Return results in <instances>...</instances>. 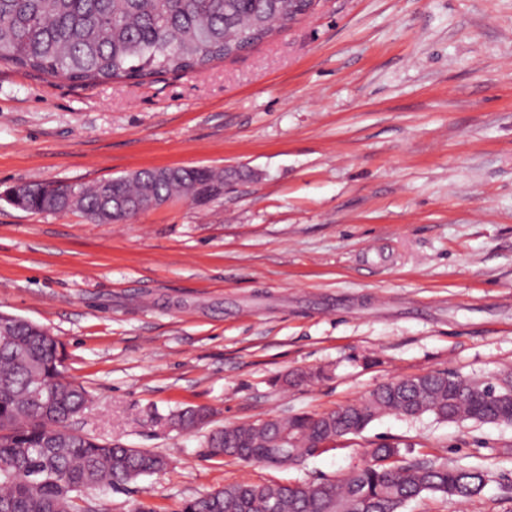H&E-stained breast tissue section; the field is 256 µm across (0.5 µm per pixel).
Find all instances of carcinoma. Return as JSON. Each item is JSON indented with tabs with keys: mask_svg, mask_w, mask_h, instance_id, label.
Masks as SVG:
<instances>
[{
	"mask_svg": "<svg viewBox=\"0 0 512 512\" xmlns=\"http://www.w3.org/2000/svg\"><path fill=\"white\" fill-rule=\"evenodd\" d=\"M292 0H0V64L76 83L144 79L187 72L252 46L284 27ZM224 194V172L146 168L89 186L25 184L16 199L35 212L74 208L98 224L125 222L137 205L187 197L207 204ZM14 326L0 338V512H86L90 488H118L167 466L165 457L103 443L71 427L91 402L63 370L60 343L44 327L0 316ZM425 414L444 422L512 425V368L491 382L452 372L397 379L364 400L317 416L218 427L205 440L211 457L273 465L301 464L329 436L361 433L372 421ZM208 410L169 418L191 428ZM288 434L291 444L279 448ZM365 464L337 480L305 487L236 483L186 501L180 512H401L425 494L468 501L487 471L450 467L433 456L407 458L392 444L366 452Z\"/></svg>",
	"mask_w": 512,
	"mask_h": 512,
	"instance_id": "cac0c4a2",
	"label": "carcinoma"
}]
</instances>
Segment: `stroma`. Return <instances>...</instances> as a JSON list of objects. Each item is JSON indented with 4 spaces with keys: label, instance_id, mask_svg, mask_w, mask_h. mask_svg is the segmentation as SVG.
Instances as JSON below:
<instances>
[{
    "label": "stroma",
    "instance_id": "stroma-1",
    "mask_svg": "<svg viewBox=\"0 0 512 512\" xmlns=\"http://www.w3.org/2000/svg\"><path fill=\"white\" fill-rule=\"evenodd\" d=\"M162 166L223 169L224 193L114 224L7 199ZM1 312L61 343L91 396L73 429L169 462L88 491L96 512L335 480L378 443L492 475L403 512H512V425L387 414L271 466L164 422L319 415L398 378L512 367V0H317L242 55L143 80L0 65ZM209 413L206 408H186L181 410L169 418L172 426L180 428H191L207 422Z\"/></svg>",
    "mask_w": 512,
    "mask_h": 512
}]
</instances>
